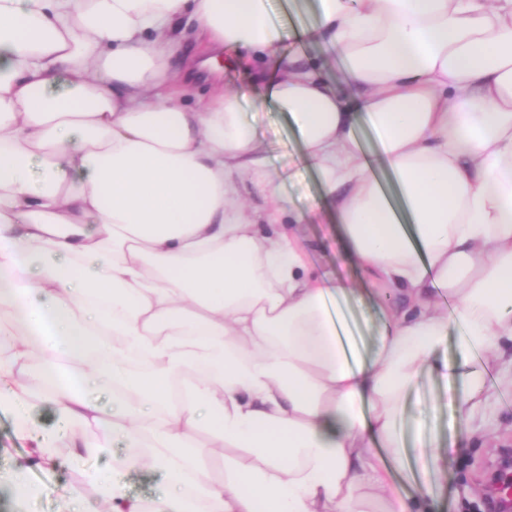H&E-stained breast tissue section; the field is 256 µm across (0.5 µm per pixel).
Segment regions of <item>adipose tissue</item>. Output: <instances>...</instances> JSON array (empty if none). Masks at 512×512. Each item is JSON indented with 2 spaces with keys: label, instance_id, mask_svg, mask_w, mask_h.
<instances>
[{
  "label": "adipose tissue",
  "instance_id": "adipose-tissue-1",
  "mask_svg": "<svg viewBox=\"0 0 512 512\" xmlns=\"http://www.w3.org/2000/svg\"><path fill=\"white\" fill-rule=\"evenodd\" d=\"M319 4L287 32L268 0H0V402L24 431L49 398L125 443L86 475L106 512H424L387 467L404 398L430 367L470 414L512 340V0ZM189 19L210 55L178 66ZM290 39L336 47L347 88L293 56L261 98L293 117L340 252L407 299L359 366L328 311L345 288L284 227L238 92L193 107L174 87L223 50L261 78ZM245 178L266 192L250 213ZM145 448L164 477L148 504L115 480Z\"/></svg>",
  "mask_w": 512,
  "mask_h": 512
}]
</instances>
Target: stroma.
Returning <instances> with one entry per match:
<instances>
[{
	"label": "stroma",
	"mask_w": 512,
	"mask_h": 512,
	"mask_svg": "<svg viewBox=\"0 0 512 512\" xmlns=\"http://www.w3.org/2000/svg\"><path fill=\"white\" fill-rule=\"evenodd\" d=\"M318 0H272L269 19L284 29L311 26L317 18ZM322 64L337 83L345 81V67L336 49L318 43L302 46L286 44L271 58L268 76H276L279 62L293 53ZM244 119L260 132L261 153L276 176L274 191L295 214L308 213L323 195L317 169L301 159L296 126L288 113L250 95L243 104ZM336 218L324 213L321 220L300 227L302 245L309 266L332 282H341L354 290L338 309L351 323L346 338L353 356H372L383 334L385 310L374 293V285L355 263L344 259L336 249ZM463 385L439 377L424 369L404 399L398 429L406 447L416 439H437L452 449L447 464L434 469L427 459L412 455L404 465L390 466V478L399 497H412L425 486L432 492L427 498L429 512H486L489 497L485 474L495 469L503 454H512V405L505 403L504 389L488 394L485 407L462 416L448 410L449 394H460ZM41 430H60L56 461L37 465L28 442L18 432L10 406H0V499L9 512H62L64 495L76 490L87 512H101L103 503L97 487L85 474L110 466L113 459L126 455L124 445L109 440L110 446L97 455L80 453L77 444L84 437L108 438L102 427L80 424L61 425L53 404H45L34 415Z\"/></svg>",
	"instance_id": "obj_1"
}]
</instances>
